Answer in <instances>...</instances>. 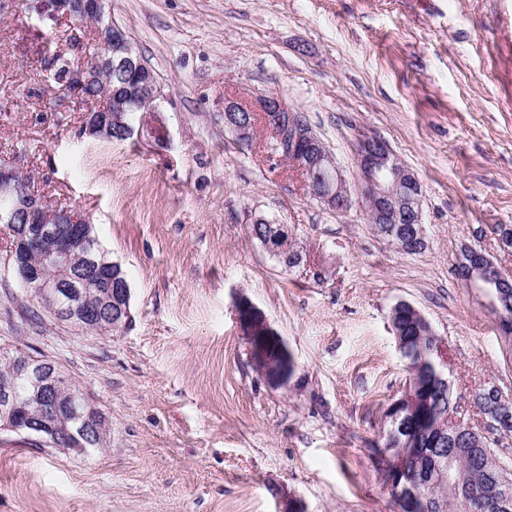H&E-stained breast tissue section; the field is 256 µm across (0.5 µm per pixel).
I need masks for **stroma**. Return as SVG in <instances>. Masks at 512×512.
Instances as JSON below:
<instances>
[{
	"label": "stroma",
	"instance_id": "35a3bbf8",
	"mask_svg": "<svg viewBox=\"0 0 512 512\" xmlns=\"http://www.w3.org/2000/svg\"><path fill=\"white\" fill-rule=\"evenodd\" d=\"M163 96L167 145L83 132L57 110L40 62L73 19L0 13V164L48 204L87 218L131 288L110 334L57 321L23 292L0 230V346L60 365L106 419L84 456L0 431V512H392L376 447L409 378L390 324L412 304L448 347L465 417L477 389L512 391L488 289L456 275L462 244L512 273V0H106ZM277 93L346 176L365 134L387 141L423 190L427 247L407 254L363 212L337 214L243 145L224 101ZM264 217L305 252L285 269L252 236ZM255 303L295 373L270 386L234 304Z\"/></svg>",
	"mask_w": 512,
	"mask_h": 512
}]
</instances>
